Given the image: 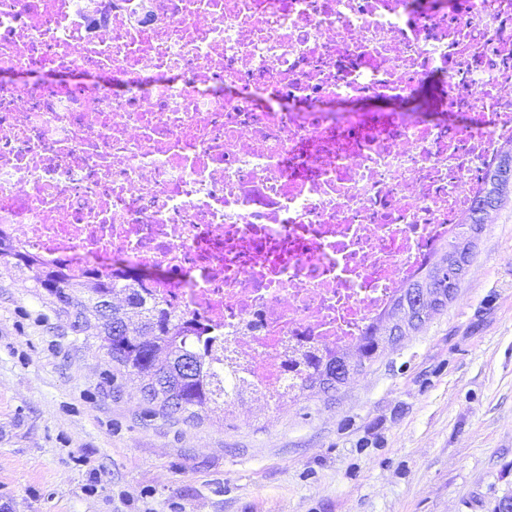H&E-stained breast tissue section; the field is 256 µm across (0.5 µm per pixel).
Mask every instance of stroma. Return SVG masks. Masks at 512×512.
I'll return each instance as SVG.
<instances>
[{"instance_id":"obj_1","label":"stroma","mask_w":512,"mask_h":512,"mask_svg":"<svg viewBox=\"0 0 512 512\" xmlns=\"http://www.w3.org/2000/svg\"><path fill=\"white\" fill-rule=\"evenodd\" d=\"M447 311L351 377L171 418L0 266V512H500L512 503V195Z\"/></svg>"}]
</instances>
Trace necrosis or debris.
<instances>
[{
    "label": "necrosis or debris",
    "mask_w": 512,
    "mask_h": 512,
    "mask_svg": "<svg viewBox=\"0 0 512 512\" xmlns=\"http://www.w3.org/2000/svg\"><path fill=\"white\" fill-rule=\"evenodd\" d=\"M0 73V237L160 269L230 403L355 350L512 152V0H0Z\"/></svg>",
    "instance_id": "necrosis-or-debris-1"
}]
</instances>
